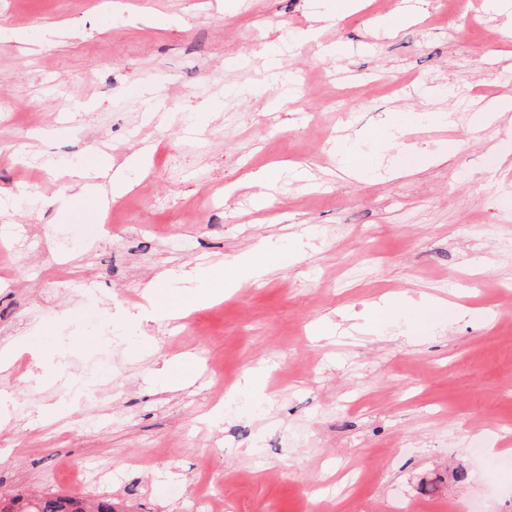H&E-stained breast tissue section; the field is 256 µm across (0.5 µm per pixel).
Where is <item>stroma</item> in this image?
<instances>
[{
    "label": "stroma",
    "instance_id": "obj_1",
    "mask_svg": "<svg viewBox=\"0 0 512 512\" xmlns=\"http://www.w3.org/2000/svg\"><path fill=\"white\" fill-rule=\"evenodd\" d=\"M324 3L0 0V348H17L0 495L77 493V469L117 512H512V452L472 453L512 425V112L474 122L484 90L512 98V20L366 0L314 27ZM447 108L448 126L400 129L373 177L341 172L337 137L369 153L388 114ZM139 150L102 229L66 169ZM260 248L273 271L236 277ZM366 263L367 282L332 277ZM190 268L161 289L185 316L145 315V285ZM422 298L485 319L423 316ZM166 364L191 383L162 386Z\"/></svg>",
    "mask_w": 512,
    "mask_h": 512
}]
</instances>
